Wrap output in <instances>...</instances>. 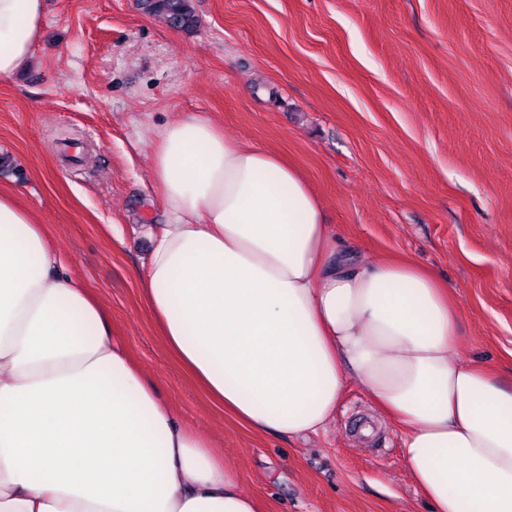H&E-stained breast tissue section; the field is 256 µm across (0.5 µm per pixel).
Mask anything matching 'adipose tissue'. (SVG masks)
Returning a JSON list of instances; mask_svg holds the SVG:
<instances>
[{"label":"adipose tissue","instance_id":"obj_1","mask_svg":"<svg viewBox=\"0 0 512 512\" xmlns=\"http://www.w3.org/2000/svg\"><path fill=\"white\" fill-rule=\"evenodd\" d=\"M44 16L45 0H0V81L29 64ZM151 151L168 222L141 292L207 394L295 437L325 430L357 382L434 512H512V386L459 360L447 288L412 261L339 250L295 168L206 118L168 122ZM0 512H262L2 191Z\"/></svg>","mask_w":512,"mask_h":512}]
</instances>
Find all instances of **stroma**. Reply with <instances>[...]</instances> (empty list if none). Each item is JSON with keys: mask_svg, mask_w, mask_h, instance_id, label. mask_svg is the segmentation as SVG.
I'll list each match as a JSON object with an SVG mask.
<instances>
[{"mask_svg": "<svg viewBox=\"0 0 512 512\" xmlns=\"http://www.w3.org/2000/svg\"><path fill=\"white\" fill-rule=\"evenodd\" d=\"M46 0L29 66L0 83V189L18 193L112 340L265 512H432L400 432L358 385L306 439L257 434L183 372L139 277L167 218L150 140L186 114L281 155L342 249L406 257L461 310L459 356L512 383V0ZM374 418V433L359 427ZM192 0H140L141 9L164 20L175 29L189 30L197 18Z\"/></svg>", "mask_w": 512, "mask_h": 512, "instance_id": "35a3bbf8", "label": "stroma"}]
</instances>
